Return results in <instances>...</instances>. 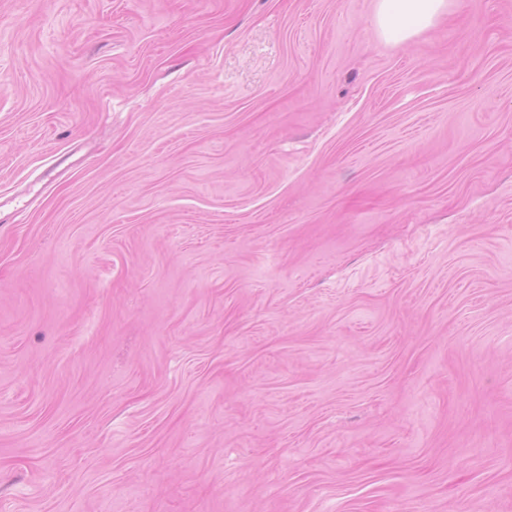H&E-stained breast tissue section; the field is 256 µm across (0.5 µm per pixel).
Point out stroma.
<instances>
[{"instance_id":"1","label":"stroma","mask_w":512,"mask_h":512,"mask_svg":"<svg viewBox=\"0 0 512 512\" xmlns=\"http://www.w3.org/2000/svg\"><path fill=\"white\" fill-rule=\"evenodd\" d=\"M0 0V512H512V0ZM374 22L387 41L405 44L431 29L451 0H374Z\"/></svg>"}]
</instances>
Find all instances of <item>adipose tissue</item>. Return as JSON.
I'll use <instances>...</instances> for the list:
<instances>
[{"instance_id": "adipose-tissue-1", "label": "adipose tissue", "mask_w": 512, "mask_h": 512, "mask_svg": "<svg viewBox=\"0 0 512 512\" xmlns=\"http://www.w3.org/2000/svg\"><path fill=\"white\" fill-rule=\"evenodd\" d=\"M448 10V0H375L374 22L387 41L404 44L431 29Z\"/></svg>"}]
</instances>
